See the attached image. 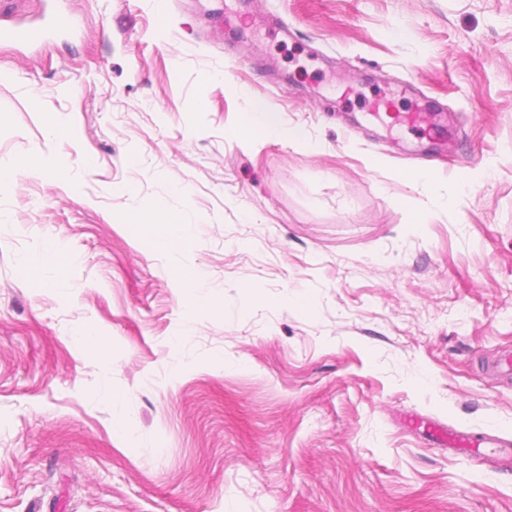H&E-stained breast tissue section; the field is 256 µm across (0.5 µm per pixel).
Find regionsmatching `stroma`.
Masks as SVG:
<instances>
[{
	"label": "stroma",
	"instance_id": "1",
	"mask_svg": "<svg viewBox=\"0 0 512 512\" xmlns=\"http://www.w3.org/2000/svg\"><path fill=\"white\" fill-rule=\"evenodd\" d=\"M45 25L0 42V512H512L406 424L512 444V0L0 7ZM253 100L315 149L226 138ZM161 228V231L155 235V243L160 250H170L173 244L187 234L183 225L169 216H161L150 222Z\"/></svg>",
	"mask_w": 512,
	"mask_h": 512
}]
</instances>
